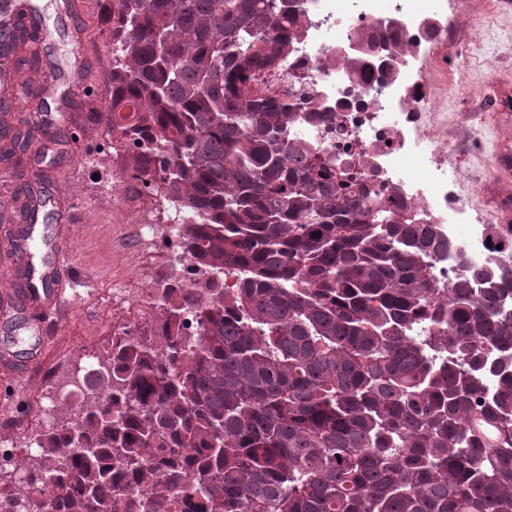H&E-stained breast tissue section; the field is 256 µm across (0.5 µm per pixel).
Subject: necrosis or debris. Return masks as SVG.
Segmentation results:
<instances>
[{
	"instance_id": "4bbe7bcc",
	"label": "necrosis or debris",
	"mask_w": 512,
	"mask_h": 512,
	"mask_svg": "<svg viewBox=\"0 0 512 512\" xmlns=\"http://www.w3.org/2000/svg\"><path fill=\"white\" fill-rule=\"evenodd\" d=\"M310 22L288 52L256 75L255 87L298 104L301 113L346 101L339 112L342 132L304 120L288 131L336 154L373 163L377 183L396 187L413 208L417 222L441 225L447 236L464 247L471 264L488 258L512 265V235L496 224H459L466 201L448 193V172L455 164L456 146L448 139L445 99L423 74L440 58L438 37L427 29L439 25L443 0H303ZM397 21L401 44L429 45L428 54L399 53L395 77L377 70L365 82L351 77L344 64L357 32L379 33ZM183 215L164 195L143 202L139 233L142 241L166 254L167 278L183 287L199 283L204 268L183 249Z\"/></svg>"
}]
</instances>
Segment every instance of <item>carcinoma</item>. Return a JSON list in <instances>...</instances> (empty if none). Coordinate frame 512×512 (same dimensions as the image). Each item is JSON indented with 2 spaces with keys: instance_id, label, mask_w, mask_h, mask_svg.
Listing matches in <instances>:
<instances>
[{
  "instance_id": "cac0c4a2",
  "label": "carcinoma",
  "mask_w": 512,
  "mask_h": 512,
  "mask_svg": "<svg viewBox=\"0 0 512 512\" xmlns=\"http://www.w3.org/2000/svg\"><path fill=\"white\" fill-rule=\"evenodd\" d=\"M112 139L130 178L189 218L187 254L215 277L165 287L150 336L83 378L100 396L46 431L24 492L46 512H512V267L465 266L439 296L430 258L454 250L394 187L288 137L301 115L248 89L309 18L282 0H108ZM29 23L0 16L15 48ZM167 49L160 54L156 36ZM369 52L346 59L358 81ZM238 288L224 292V269ZM198 335H184V313ZM425 312L461 366L407 336ZM499 374L483 399L477 373ZM46 481L43 488L39 482Z\"/></svg>"
}]
</instances>
